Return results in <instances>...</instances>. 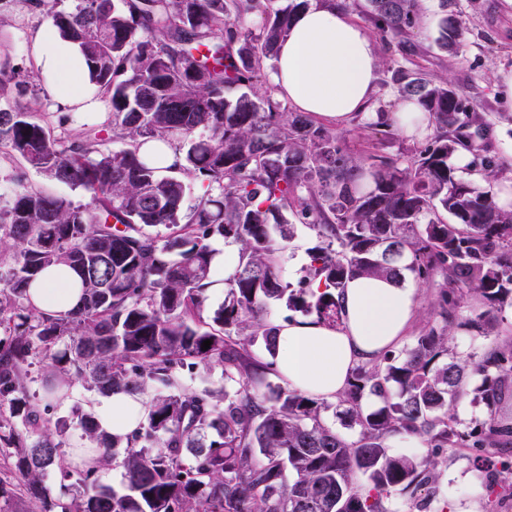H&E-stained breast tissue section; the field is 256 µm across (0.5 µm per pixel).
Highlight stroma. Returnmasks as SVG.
<instances>
[{"instance_id":"stroma-1","label":"stroma","mask_w":512,"mask_h":512,"mask_svg":"<svg viewBox=\"0 0 512 512\" xmlns=\"http://www.w3.org/2000/svg\"><path fill=\"white\" fill-rule=\"evenodd\" d=\"M455 3L466 29L465 38L455 51L445 52L433 44L438 34L439 0H423L422 21L405 36V51L393 56L382 45L377 51L381 60L394 57L406 65L417 63L429 78L451 80L459 95L482 117L481 126L467 131L470 143L496 159L503 168L504 178L512 179V116L504 113L494 80L498 71L512 69V7L504 0H455ZM0 14L8 19L7 26L0 30V43L6 52L25 70L41 74L31 46L37 34L48 30V22L41 14L29 11L23 0H9L7 6L0 8ZM19 100L38 104L58 135L110 137L112 134V114L106 106L91 112H74L51 101L44 88L24 90ZM343 132L347 148L355 155L373 153L396 159L420 143L419 138L399 131L387 137L376 134L365 128L360 118L345 126ZM16 169L25 170L28 186L76 201L89 199L88 193L71 190L26 169L22 160L0 153V206L6 205L17 189L10 178ZM315 242L313 230L296 225L294 237L281 260L280 272L285 281L295 285L302 280L309 263L308 252ZM29 391L38 405L47 408L45 425L67 420L66 443L80 442L83 431L75 412L90 410L99 398L98 393L87 390L78 381L71 382L64 397L54 400L47 399L41 382L31 383ZM389 446L394 455H429L436 461L438 473L431 500L416 503L409 494L396 492L386 503L389 512H436L444 504L449 505L451 512H512V485L492 483L498 466L486 462L484 449H429L419 441L399 435L390 439Z\"/></svg>"}]
</instances>
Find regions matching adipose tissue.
<instances>
[{
    "label": "adipose tissue",
    "mask_w": 512,
    "mask_h": 512,
    "mask_svg": "<svg viewBox=\"0 0 512 512\" xmlns=\"http://www.w3.org/2000/svg\"><path fill=\"white\" fill-rule=\"evenodd\" d=\"M33 54L52 78L51 97L84 109L90 99L85 81L67 77L83 69L76 48L44 32L35 38ZM380 68L373 39L362 25L340 10L313 5L295 16L280 44L273 81L298 111L347 124L369 115ZM29 294L39 311L64 313L79 301L80 279L66 266L51 267L31 283ZM339 301L340 328L303 317L277 324L275 331V362L283 379L329 402L346 388L353 368L375 363L384 351L402 344L415 313L414 288L387 278L350 279ZM147 414L142 398L123 391L104 398L94 412L101 429L121 436Z\"/></svg>",
    "instance_id": "adipose-tissue-1"
}]
</instances>
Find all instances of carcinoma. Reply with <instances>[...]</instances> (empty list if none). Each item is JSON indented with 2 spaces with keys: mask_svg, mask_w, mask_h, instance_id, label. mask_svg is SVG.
Segmentation results:
<instances>
[{
  "mask_svg": "<svg viewBox=\"0 0 512 512\" xmlns=\"http://www.w3.org/2000/svg\"><path fill=\"white\" fill-rule=\"evenodd\" d=\"M77 47L89 84L112 112V140L54 134L38 109L13 91L35 76L0 54V145L30 168L90 194L82 204L15 177L0 208V443L13 448L24 493L41 512H389L392 492L416 497L436 481L437 463L389 453L395 435L428 448H494L505 455L512 423L495 407L512 393V339L479 359L455 350L457 329L489 336L512 308V209L494 198L502 170L487 156L460 174L453 158L476 115L448 79L387 66L389 84L433 118L435 132L403 160L355 156L345 135L291 112L274 86L278 44L311 0H23ZM342 0L370 20L390 51L421 21V0ZM436 45L457 48L465 27L453 0H440ZM264 15L260 28L249 14ZM179 156L163 166L165 148ZM203 191L184 212L188 182ZM451 217L452 221L445 220ZM316 233L304 281L279 273L294 225ZM239 246L224 302L202 317L212 275L213 238ZM66 265L83 297L65 313L37 311L26 291L45 269ZM448 272L439 321L413 344L356 367L334 403L288 386L274 363L272 302L340 325L339 292L359 275L427 280ZM476 299L481 311L460 320ZM211 341L210 348L202 343ZM55 396L74 379L101 395L148 396L147 419L126 437L80 424L89 446L82 464L64 451L63 428L39 425L27 396L36 364ZM218 367L224 389L210 386ZM480 377L470 387L469 379ZM380 404L369 410L364 398ZM487 416L460 428L452 408L464 396ZM349 420L347 439L323 413ZM124 449L128 492L98 473ZM71 481L67 503L48 500L43 476Z\"/></svg>",
  "mask_w": 512,
  "mask_h": 512,
  "instance_id": "cac0c4a2",
  "label": "carcinoma"
}]
</instances>
